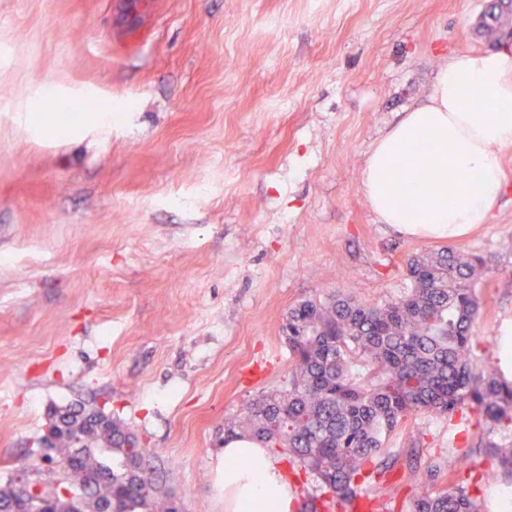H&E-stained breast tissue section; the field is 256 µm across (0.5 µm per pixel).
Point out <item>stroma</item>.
Returning a JSON list of instances; mask_svg holds the SVG:
<instances>
[{
  "label": "stroma",
  "instance_id": "35a3bbf8",
  "mask_svg": "<svg viewBox=\"0 0 512 512\" xmlns=\"http://www.w3.org/2000/svg\"><path fill=\"white\" fill-rule=\"evenodd\" d=\"M498 0H0V486L54 487L50 414L104 409L180 512H224V422L288 386L306 298L385 304L441 242L381 223L361 174ZM98 98L61 136L57 103ZM486 224L478 357L512 380V145ZM420 413L392 453L447 456Z\"/></svg>",
  "mask_w": 512,
  "mask_h": 512
}]
</instances>
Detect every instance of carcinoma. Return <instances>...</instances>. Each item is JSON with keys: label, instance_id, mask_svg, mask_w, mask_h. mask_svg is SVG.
Returning <instances> with one entry per match:
<instances>
[{"label": "carcinoma", "instance_id": "obj_1", "mask_svg": "<svg viewBox=\"0 0 512 512\" xmlns=\"http://www.w3.org/2000/svg\"><path fill=\"white\" fill-rule=\"evenodd\" d=\"M485 269L483 258L448 249L415 254L406 263L411 289L394 302L364 304L340 293L298 302L283 327L293 363L288 388L252 400L224 432L285 448L317 475L322 495L303 499L298 512L356 504L363 483L384 479L398 464L387 443L421 412L450 420L473 414L480 433L466 455L492 462L484 482L512 484V382L473 353ZM50 421L49 448L71 461L70 491L106 468L98 449L112 448V478L91 490L84 512H100L109 494L112 512H174V500L142 468L145 449L119 421L84 404L60 408ZM18 490L12 481L0 487V512H12ZM38 499L44 512H75L58 488ZM411 512H485V505L455 485L415 497Z\"/></svg>", "mask_w": 512, "mask_h": 512}]
</instances>
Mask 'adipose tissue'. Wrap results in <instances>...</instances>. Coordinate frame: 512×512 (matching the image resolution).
Wrapping results in <instances>:
<instances>
[{"mask_svg": "<svg viewBox=\"0 0 512 512\" xmlns=\"http://www.w3.org/2000/svg\"><path fill=\"white\" fill-rule=\"evenodd\" d=\"M512 144V47L452 56L428 101L371 147L363 190L378 219L406 236L456 239L486 222ZM296 488L266 448L224 445V512H293Z\"/></svg>", "mask_w": 512, "mask_h": 512, "instance_id": "adipose-tissue-1", "label": "adipose tissue"}]
</instances>
